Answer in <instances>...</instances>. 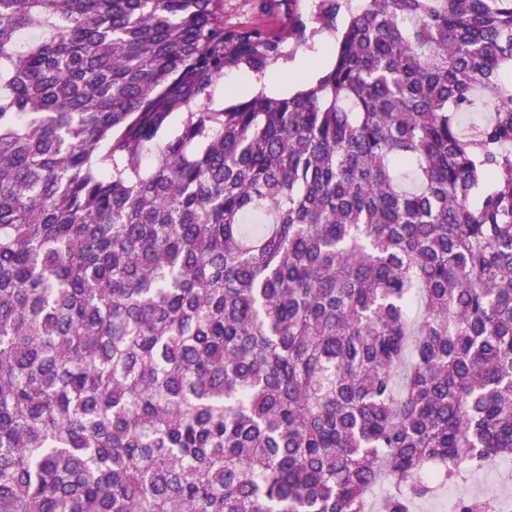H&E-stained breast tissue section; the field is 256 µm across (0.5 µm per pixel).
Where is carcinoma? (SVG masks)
<instances>
[{"mask_svg": "<svg viewBox=\"0 0 512 512\" xmlns=\"http://www.w3.org/2000/svg\"><path fill=\"white\" fill-rule=\"evenodd\" d=\"M219 2L0 0V512H415L512 458V0H315L288 52ZM319 53L320 56L316 54ZM335 54V41L331 38H317L315 40L314 49L311 51L299 49L288 61L280 60L276 64L269 67L264 77L268 75H278L286 85L279 90H269L266 86L259 85L257 77L247 70H229L224 73V77L215 81L210 88V96L208 99L191 104L193 111H219L233 102H239L249 99L259 89L275 97L291 95L297 89L305 88L309 84H313L322 75L323 71L330 65ZM326 55V63L322 65L317 77L309 79L308 71L320 65L322 57ZM298 61L301 67L290 74L288 81V69H283L289 63ZM262 77V79L264 78ZM261 79V80H262Z\"/></svg>", "mask_w": 512, "mask_h": 512, "instance_id": "cac0c4a2", "label": "carcinoma"}]
</instances>
